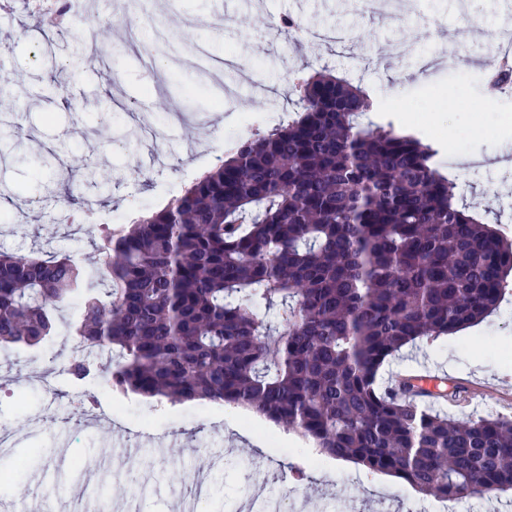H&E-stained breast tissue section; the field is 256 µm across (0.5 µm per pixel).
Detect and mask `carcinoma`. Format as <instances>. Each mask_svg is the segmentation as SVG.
<instances>
[{"label":"carcinoma","instance_id":"carcinoma-1","mask_svg":"<svg viewBox=\"0 0 512 512\" xmlns=\"http://www.w3.org/2000/svg\"><path fill=\"white\" fill-rule=\"evenodd\" d=\"M493 77L512 64L492 57ZM282 123L138 224L106 230L98 272L0 251V344L39 346L80 306L78 345L109 354L121 392L242 407L318 452L398 475L442 501L512 491V417L422 407L383 366L479 322L512 282V240L481 223L430 144L323 68ZM82 379L87 355L68 361ZM468 387L438 394L455 405Z\"/></svg>","mask_w":512,"mask_h":512}]
</instances>
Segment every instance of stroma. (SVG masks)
<instances>
[{
  "label": "stroma",
  "instance_id": "obj_1",
  "mask_svg": "<svg viewBox=\"0 0 512 512\" xmlns=\"http://www.w3.org/2000/svg\"><path fill=\"white\" fill-rule=\"evenodd\" d=\"M97 27L110 29L112 54L92 58L73 21L48 36L38 13L0 11V189L11 216L0 222V250L66 255L104 266L94 225L121 214L129 224L163 208L214 168L226 144L278 123L292 105L291 73L307 64L334 69L367 88L374 122L414 131L438 147V166L484 223L512 238V169L496 167L512 144V97L488 98L485 61L506 33L495 24L512 0H400L397 10L367 0H99ZM311 29L356 33L336 45L277 33L282 17ZM248 61L251 88L224 73V95L188 62L198 48ZM437 61L433 82L416 81L421 61ZM156 138L135 133L142 121ZM108 175L93 185L88 169ZM89 203L93 224H67L56 197ZM74 305L57 314L44 345L0 346V422L15 445L0 465L33 458L18 480L0 476V505L42 512H249L254 488L277 512H512V495L442 501L388 475L318 456L281 425L207 400L172 404L113 391L108 373L82 380L68 371ZM428 368L464 380L456 417L512 416V293L476 325L393 361L387 374ZM262 439L264 448L254 446ZM223 449L222 467L208 455ZM306 468L295 484L291 468Z\"/></svg>",
  "mask_w": 512,
  "mask_h": 512
}]
</instances>
